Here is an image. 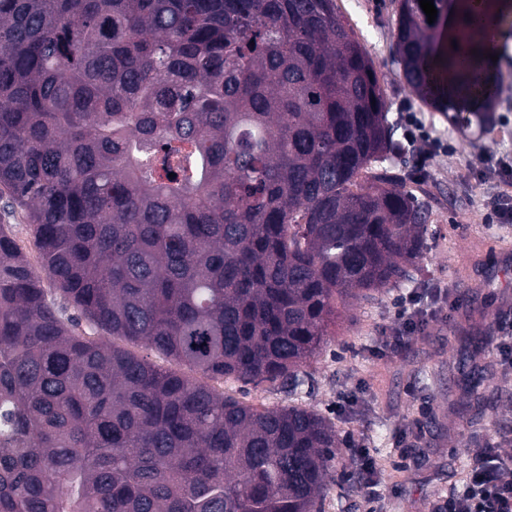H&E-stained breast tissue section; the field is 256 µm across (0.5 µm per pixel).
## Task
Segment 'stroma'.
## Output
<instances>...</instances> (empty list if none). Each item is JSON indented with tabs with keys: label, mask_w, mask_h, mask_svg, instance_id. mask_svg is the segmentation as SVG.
<instances>
[{
	"label": "stroma",
	"mask_w": 512,
	"mask_h": 512,
	"mask_svg": "<svg viewBox=\"0 0 512 512\" xmlns=\"http://www.w3.org/2000/svg\"><path fill=\"white\" fill-rule=\"evenodd\" d=\"M379 74L389 117L420 113L432 136L447 140L427 169L406 155L407 187L430 213L418 272L409 284L374 291L341 307L335 333L304 364L301 393L280 383L217 382L218 390L269 408L302 405L333 422L343 448L330 462L322 512H371L356 471L368 449L386 512H434L448 491L462 487L476 443L493 440L512 453V223L491 224V193L512 196V15L501 24L493 65L496 124L485 136L460 131L444 113L407 87L396 61L399 0H336ZM447 288L436 318L400 348L382 349L383 331L396 329V301L409 292ZM486 369L479 391L463 375Z\"/></svg>",
	"instance_id": "obj_1"
}]
</instances>
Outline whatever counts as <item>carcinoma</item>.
Listing matches in <instances>:
<instances>
[{"label": "carcinoma", "instance_id": "cac0c4a2", "mask_svg": "<svg viewBox=\"0 0 512 512\" xmlns=\"http://www.w3.org/2000/svg\"><path fill=\"white\" fill-rule=\"evenodd\" d=\"M434 5L400 0L407 86L486 132L498 18ZM386 114L336 0H0V512H321L337 427L210 381L296 389L338 305L412 278ZM5 224H13V232L24 255L32 265L39 268V254L27 223L26 213L18 209L16 218ZM117 344L120 346H123L129 350H131L133 353H135L138 357L146 359L152 363H156L159 365H162L166 368H170L173 370L180 371L182 373H185L187 375H193V373L184 365L178 364L174 361H168L163 359L161 356H159L155 351L151 350L150 348L141 345V344H129L124 341H121L119 339L114 340Z\"/></svg>", "mask_w": 512, "mask_h": 512}]
</instances>
